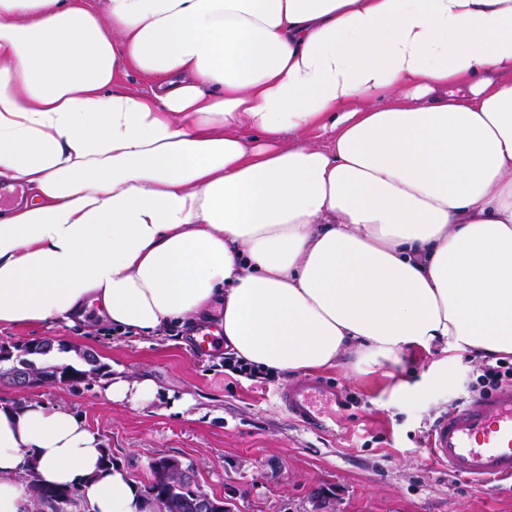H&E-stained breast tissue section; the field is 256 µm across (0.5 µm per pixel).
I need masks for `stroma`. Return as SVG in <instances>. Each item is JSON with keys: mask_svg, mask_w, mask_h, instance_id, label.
Listing matches in <instances>:
<instances>
[{"mask_svg": "<svg viewBox=\"0 0 512 512\" xmlns=\"http://www.w3.org/2000/svg\"><path fill=\"white\" fill-rule=\"evenodd\" d=\"M48 334L151 379L155 401L134 408L108 400L96 375L75 388H22L5 362L0 401L43 399L76 411L139 488L153 480L152 459L166 455L194 465L198 490L223 499L230 512H512V485L450 476L426 450L434 421L480 395L482 364L468 355L449 353L448 380L438 385L424 352L402 354L397 366L340 362L319 371L345 403L330 435L290 420L277 402L306 374L261 382L233 374L223 346L194 355L190 330L128 336L91 319ZM183 398L191 401L187 412H171Z\"/></svg>", "mask_w": 512, "mask_h": 512, "instance_id": "obj_1", "label": "stroma"}]
</instances>
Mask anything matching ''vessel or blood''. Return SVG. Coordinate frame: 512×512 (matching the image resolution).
Segmentation results:
<instances>
[{"mask_svg": "<svg viewBox=\"0 0 512 512\" xmlns=\"http://www.w3.org/2000/svg\"><path fill=\"white\" fill-rule=\"evenodd\" d=\"M279 401L296 421L326 432L336 422L341 398L334 386L310 379L281 391ZM427 451L454 476L512 479V386L440 417L430 431Z\"/></svg>", "mask_w": 512, "mask_h": 512, "instance_id": "b4317fda", "label": "vessel or blood"}]
</instances>
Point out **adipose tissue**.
<instances>
[{
  "label": "adipose tissue",
  "mask_w": 512,
  "mask_h": 512,
  "mask_svg": "<svg viewBox=\"0 0 512 512\" xmlns=\"http://www.w3.org/2000/svg\"><path fill=\"white\" fill-rule=\"evenodd\" d=\"M123 68L154 78L147 93ZM332 133L331 146L282 144ZM0 325L192 327L264 372L512 355V0H0ZM64 406L0 402L25 475L149 512Z\"/></svg>",
  "instance_id": "ef3b65f1"
}]
</instances>
